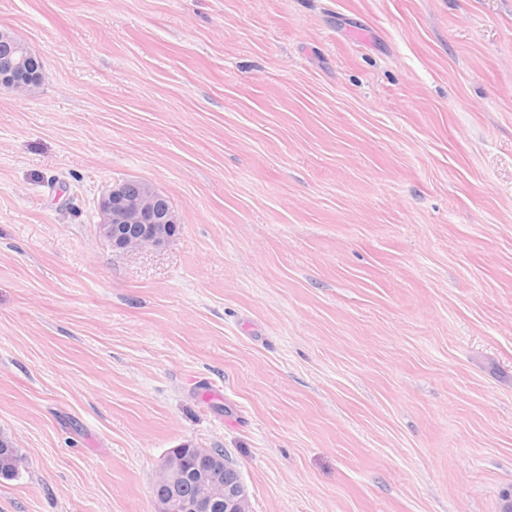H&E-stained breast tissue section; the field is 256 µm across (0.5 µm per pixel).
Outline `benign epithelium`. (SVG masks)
I'll return each mask as SVG.
<instances>
[{
	"label": "benign epithelium",
	"mask_w": 512,
	"mask_h": 512,
	"mask_svg": "<svg viewBox=\"0 0 512 512\" xmlns=\"http://www.w3.org/2000/svg\"><path fill=\"white\" fill-rule=\"evenodd\" d=\"M20 50L21 54L0 61V83L24 93L33 84L15 78L23 69L27 54L25 47H20ZM127 185L128 182L119 180L101 193L97 202L101 235L113 247L127 252L166 243L170 239L165 232L166 227L177 223L175 212L166 198L149 183L135 195L127 193ZM128 224L140 226L137 236L124 235ZM183 480L195 484L196 495L181 500L178 508L173 509L172 492ZM154 488L158 490L152 500L154 512H211L220 501L224 502V512H252L243 482L227 484L211 458L202 455L190 459L179 448L173 449L160 462Z\"/></svg>",
	"instance_id": "obj_1"
}]
</instances>
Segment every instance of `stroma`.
Returning a JSON list of instances; mask_svg holds the SVG:
<instances>
[{
  "instance_id": "stroma-1",
  "label": "stroma",
  "mask_w": 512,
  "mask_h": 512,
  "mask_svg": "<svg viewBox=\"0 0 512 512\" xmlns=\"http://www.w3.org/2000/svg\"><path fill=\"white\" fill-rule=\"evenodd\" d=\"M0 512H512V0H0ZM166 195L114 250L115 180ZM20 50L21 54L14 55L7 59L1 60L0 83L14 89L18 93H24L28 91L31 87L35 86V84H27V82L33 77V75L29 76L24 80L15 78V75L23 69L24 57L27 54V50L24 46H20ZM127 185V181L119 180L101 193L97 202L101 235L113 247L127 252L166 243L172 237L165 232L166 227L178 223L166 198L150 183L136 195L127 193ZM127 224L134 225L126 229ZM125 230L129 236L138 235L125 237ZM19 461L17 448H14L8 439L0 437V479L14 478L18 471ZM183 480L195 484L196 495L182 499L178 508L172 509V492ZM153 486L157 489L152 500L154 512H209L220 500L224 501V505H218L214 512H252L241 478L236 484L229 485L210 457L202 455L191 460L179 448L173 449L162 459ZM195 486L185 481L177 487L176 492L181 497H191L195 494Z\"/></svg>"
}]
</instances>
